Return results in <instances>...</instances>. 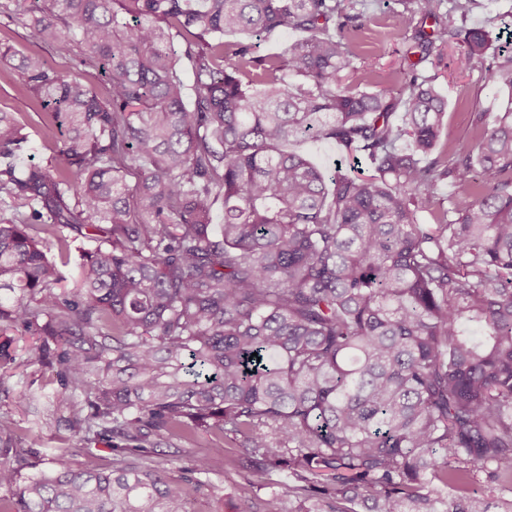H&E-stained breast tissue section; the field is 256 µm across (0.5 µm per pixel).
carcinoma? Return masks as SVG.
I'll use <instances>...</instances> for the list:
<instances>
[{
  "instance_id": "carcinoma-1",
  "label": "carcinoma",
  "mask_w": 512,
  "mask_h": 512,
  "mask_svg": "<svg viewBox=\"0 0 512 512\" xmlns=\"http://www.w3.org/2000/svg\"><path fill=\"white\" fill-rule=\"evenodd\" d=\"M475 2L401 0L400 24L418 62L452 39L461 68L512 96V48L485 64ZM29 13L34 43L72 37L75 66L109 88L39 55L14 66L66 136L19 168L27 123L0 109V322L37 335L23 364L55 369L51 404L121 466L64 452L25 478L38 450L1 413L0 512H190L200 483L138 460L201 429L197 471L241 457L286 471L300 500L240 512H487L480 473L512 512V105L476 113L448 151V99L417 62L389 89L345 82L366 0H32ZM241 31L304 37L255 57L224 42ZM306 138L369 173L327 175L288 150ZM432 207L438 223H419ZM85 231L101 237L57 293V259Z\"/></svg>"
}]
</instances>
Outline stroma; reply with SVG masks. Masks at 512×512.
<instances>
[{
  "instance_id": "stroma-1",
  "label": "stroma",
  "mask_w": 512,
  "mask_h": 512,
  "mask_svg": "<svg viewBox=\"0 0 512 512\" xmlns=\"http://www.w3.org/2000/svg\"><path fill=\"white\" fill-rule=\"evenodd\" d=\"M13 19L8 26H0V42L8 44L17 53L39 51L54 60L62 68H70L69 54L59 52L57 47L35 46L28 37V0H7ZM402 6L400 0H387L381 10L376 11L371 21L356 31L354 51L356 70L350 78L361 88L375 91L388 87L396 70L405 62L411 45V33L398 23ZM471 24L486 27L494 45L505 44L512 34V0H490L486 7L474 10ZM456 44H448L437 64L420 63L418 69L435 76L443 94L448 99L446 134L451 141L468 139L472 134L475 113H495L505 107L507 94L484 87L479 70L460 71ZM0 108L20 113L30 125V155L34 162L47 163L60 142L59 133L45 134L36 114V107L26 93L18 72L10 67H0ZM25 379L37 396H45L57 390L58 385L51 373L37 366L19 367L18 363L0 359V413H11L20 427L31 428L32 434L26 442L41 451L59 453L61 449H74L71 461L82 465L88 462L101 468L112 467L115 456L108 444L102 441L90 443L88 451L78 452L79 442L72 437L64 422V413H50L41 408L20 409L15 403L13 387L18 379ZM207 433H198L194 443L172 441L155 448L154 460L164 462L172 474H181L191 467L194 460L207 457L209 452ZM201 489L195 494L191 507L193 512H239L244 497L266 498L277 492L287 494L288 480L285 474L259 475L245 466L218 465L199 474Z\"/></svg>"
}]
</instances>
